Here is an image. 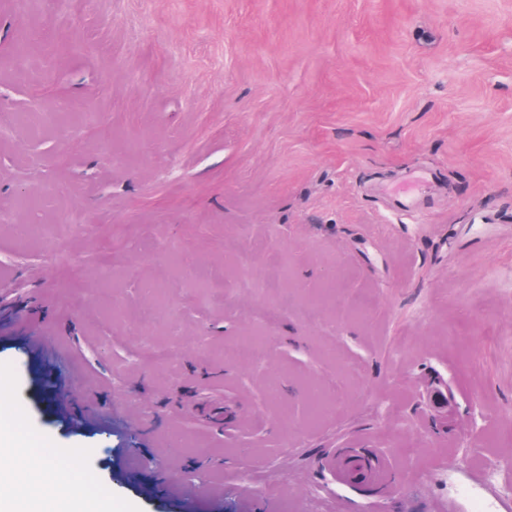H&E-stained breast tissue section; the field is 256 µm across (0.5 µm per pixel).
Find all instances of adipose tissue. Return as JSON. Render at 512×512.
I'll return each instance as SVG.
<instances>
[{"label":"adipose tissue","instance_id":"obj_1","mask_svg":"<svg viewBox=\"0 0 512 512\" xmlns=\"http://www.w3.org/2000/svg\"><path fill=\"white\" fill-rule=\"evenodd\" d=\"M31 475L36 484H70L71 472L61 466L40 463L37 453L20 438L0 435V512H102L100 502L85 494L61 492L48 500L39 495L18 499L14 477L17 472Z\"/></svg>","mask_w":512,"mask_h":512}]
</instances>
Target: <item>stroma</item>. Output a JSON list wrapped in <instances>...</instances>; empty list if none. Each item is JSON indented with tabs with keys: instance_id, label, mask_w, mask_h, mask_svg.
Instances as JSON below:
<instances>
[{
	"instance_id": "35a3bbf8",
	"label": "stroma",
	"mask_w": 512,
	"mask_h": 512,
	"mask_svg": "<svg viewBox=\"0 0 512 512\" xmlns=\"http://www.w3.org/2000/svg\"><path fill=\"white\" fill-rule=\"evenodd\" d=\"M0 385L111 512H500L512 0H0Z\"/></svg>"
}]
</instances>
